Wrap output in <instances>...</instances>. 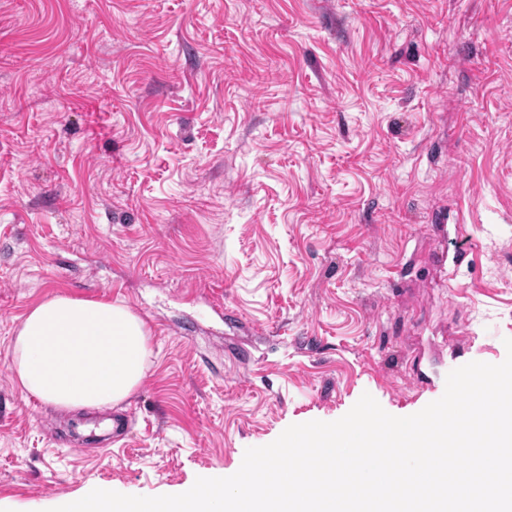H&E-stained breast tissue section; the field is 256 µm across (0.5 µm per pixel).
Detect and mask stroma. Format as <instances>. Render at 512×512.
Here are the masks:
<instances>
[{
    "instance_id": "35a3bbf8",
    "label": "stroma",
    "mask_w": 512,
    "mask_h": 512,
    "mask_svg": "<svg viewBox=\"0 0 512 512\" xmlns=\"http://www.w3.org/2000/svg\"><path fill=\"white\" fill-rule=\"evenodd\" d=\"M128 305L121 411L24 394L49 294ZM512 338V0H0V512L175 494Z\"/></svg>"
}]
</instances>
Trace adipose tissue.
Listing matches in <instances>:
<instances>
[{
	"instance_id": "obj_1",
	"label": "adipose tissue",
	"mask_w": 512,
	"mask_h": 512,
	"mask_svg": "<svg viewBox=\"0 0 512 512\" xmlns=\"http://www.w3.org/2000/svg\"><path fill=\"white\" fill-rule=\"evenodd\" d=\"M150 354L146 324L128 306L55 292L25 315L12 369L25 394L63 410L100 409L143 383Z\"/></svg>"
}]
</instances>
